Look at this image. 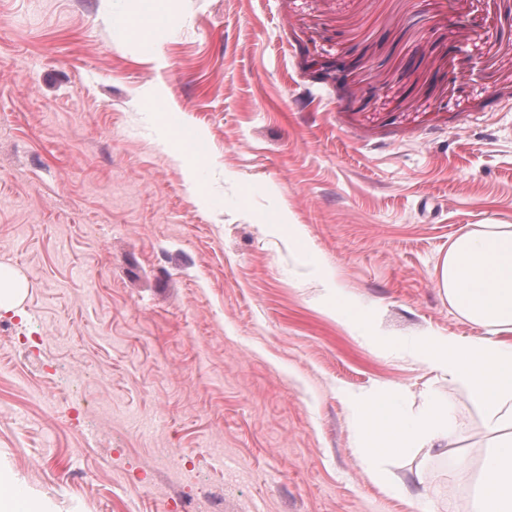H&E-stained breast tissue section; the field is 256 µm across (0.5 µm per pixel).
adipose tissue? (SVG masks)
<instances>
[{"label": "adipose tissue", "instance_id": "ef3b65f1", "mask_svg": "<svg viewBox=\"0 0 512 512\" xmlns=\"http://www.w3.org/2000/svg\"><path fill=\"white\" fill-rule=\"evenodd\" d=\"M436 277L449 304L486 335L426 336L411 357L466 389L483 411L489 444L478 494L466 512H512V346L501 340L512 333V224L462 231ZM349 403L369 461L406 448L444 449L464 438L442 403L424 401L410 415L374 394L352 396Z\"/></svg>", "mask_w": 512, "mask_h": 512}]
</instances>
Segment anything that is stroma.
I'll return each mask as SVG.
<instances>
[{
	"mask_svg": "<svg viewBox=\"0 0 512 512\" xmlns=\"http://www.w3.org/2000/svg\"><path fill=\"white\" fill-rule=\"evenodd\" d=\"M166 6L149 55L114 23L127 0H0V264L24 289L0 309V464L51 512L205 491L223 512H462L479 407L328 316L323 274L404 349L484 337L435 268L462 228L512 224V0ZM154 94L202 133L193 171ZM80 370L111 423L39 401ZM378 390L405 414L429 391L467 431L384 458L398 495L346 402ZM160 448L194 460L128 485Z\"/></svg>",
	"mask_w": 512,
	"mask_h": 512,
	"instance_id": "stroma-1",
	"label": "stroma"
}]
</instances>
